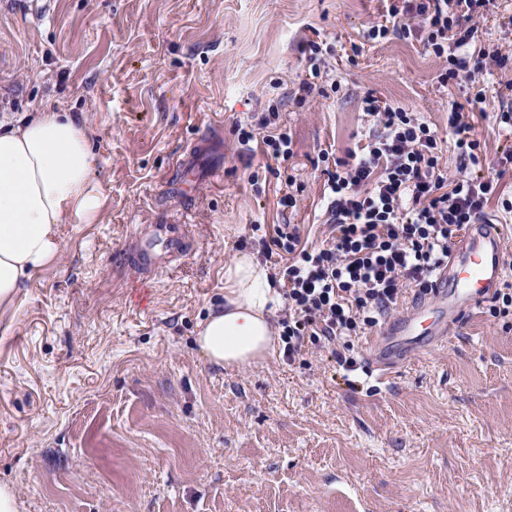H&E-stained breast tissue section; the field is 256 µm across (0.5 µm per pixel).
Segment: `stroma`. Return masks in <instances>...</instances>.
<instances>
[{"label": "stroma", "mask_w": 512, "mask_h": 512, "mask_svg": "<svg viewBox=\"0 0 512 512\" xmlns=\"http://www.w3.org/2000/svg\"><path fill=\"white\" fill-rule=\"evenodd\" d=\"M386 8L0 0V121L80 115L107 197L95 223L60 225L57 257L0 310V487L19 512H512V329L484 308L381 384L327 351L217 367L195 342L225 265L258 250L251 225L321 238V154L373 132L365 95L427 121L458 172L448 114L470 82L440 86L447 62L420 35L366 40ZM475 38L512 52V0H488ZM269 115L288 160L238 139ZM210 130L199 167L217 182L172 193ZM166 223L185 225L183 253L141 271L139 232Z\"/></svg>", "instance_id": "obj_1"}]
</instances>
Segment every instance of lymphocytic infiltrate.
<instances>
[{
  "label": "lymphocytic infiltrate",
  "mask_w": 512,
  "mask_h": 512,
  "mask_svg": "<svg viewBox=\"0 0 512 512\" xmlns=\"http://www.w3.org/2000/svg\"><path fill=\"white\" fill-rule=\"evenodd\" d=\"M487 0H393L384 22L367 39L423 33V43L446 58L441 86L460 74L504 67L512 56L476 43L474 20ZM464 108V107H463ZM462 107L448 126L462 171L442 163L439 138L408 109L366 96L365 114L377 128L358 150L335 158L325 183L329 236L321 245L303 241L294 224H277L261 236V262L271 264L287 310L279 321L288 363L339 345L337 362L357 364L354 340L397 312L407 295L435 290L438 271L456 238L487 219L489 207L512 215V193L482 176L486 157L471 138Z\"/></svg>",
  "instance_id": "obj_1"
}]
</instances>
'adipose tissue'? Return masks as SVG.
I'll return each mask as SVG.
<instances>
[{"instance_id": "1", "label": "adipose tissue", "mask_w": 512, "mask_h": 512, "mask_svg": "<svg viewBox=\"0 0 512 512\" xmlns=\"http://www.w3.org/2000/svg\"><path fill=\"white\" fill-rule=\"evenodd\" d=\"M89 136L84 120L68 111L0 122V304L58 254V225L87 224L101 212L105 196L92 177ZM279 302L268 270L254 256H238L224 268L223 309L199 330L203 355L220 366L272 355L269 308Z\"/></svg>"}]
</instances>
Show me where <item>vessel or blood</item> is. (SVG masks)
<instances>
[{
	"instance_id": "b4317fda",
	"label": "vessel or blood",
	"mask_w": 512,
	"mask_h": 512,
	"mask_svg": "<svg viewBox=\"0 0 512 512\" xmlns=\"http://www.w3.org/2000/svg\"><path fill=\"white\" fill-rule=\"evenodd\" d=\"M185 238L183 225H155L151 235L138 244L139 264H163L168 257L182 253ZM506 238L503 225H470L449 250L448 262L437 275L433 299L412 308L397 324L371 338L365 373L384 379L413 360L423 344L441 346L451 341L463 319L491 298L512 273L505 264Z\"/></svg>"
}]
</instances>
